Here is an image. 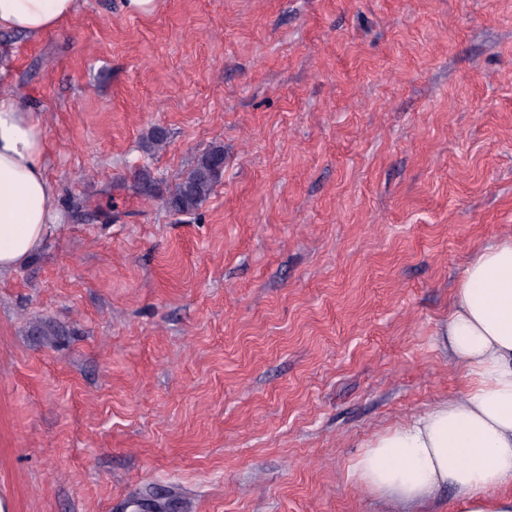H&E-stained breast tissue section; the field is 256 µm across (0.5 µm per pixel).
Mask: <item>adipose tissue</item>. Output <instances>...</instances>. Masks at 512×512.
Masks as SVG:
<instances>
[{"instance_id": "adipose-tissue-1", "label": "adipose tissue", "mask_w": 512, "mask_h": 512, "mask_svg": "<svg viewBox=\"0 0 512 512\" xmlns=\"http://www.w3.org/2000/svg\"><path fill=\"white\" fill-rule=\"evenodd\" d=\"M82 0H0V32L30 37L74 16ZM46 131L21 99L0 96V273L43 244L58 217ZM469 376L463 395L372 440L352 474L369 493L414 507L455 492V512H512V238L466 267L439 337Z\"/></svg>"}]
</instances>
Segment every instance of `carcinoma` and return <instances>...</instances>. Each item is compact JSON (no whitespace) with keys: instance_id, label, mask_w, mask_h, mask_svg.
I'll list each match as a JSON object with an SVG mask.
<instances>
[{"instance_id":"carcinoma-1","label":"carcinoma","mask_w":512,"mask_h":512,"mask_svg":"<svg viewBox=\"0 0 512 512\" xmlns=\"http://www.w3.org/2000/svg\"><path fill=\"white\" fill-rule=\"evenodd\" d=\"M224 173V149L215 146L198 156L188 175L165 198L164 205L174 214H191L211 196ZM134 194L153 198L158 182L147 167H142L131 185Z\"/></svg>"}]
</instances>
